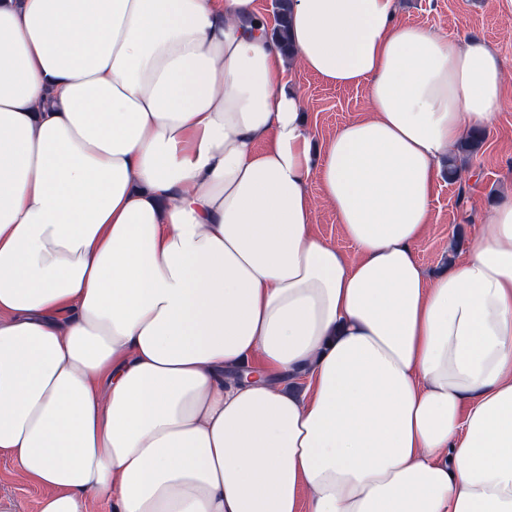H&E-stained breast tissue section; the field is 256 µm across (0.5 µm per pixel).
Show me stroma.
I'll return each instance as SVG.
<instances>
[{"mask_svg":"<svg viewBox=\"0 0 512 512\" xmlns=\"http://www.w3.org/2000/svg\"><path fill=\"white\" fill-rule=\"evenodd\" d=\"M401 21L439 33L462 32L489 43L503 59L509 78L506 102L462 180H440L431 200V223L417 248L431 272L447 266L474 244L486 212L512 196V0H399ZM289 82L300 93L315 141L367 110L364 89L337 88L314 74L292 70ZM42 491L0 454V512H40Z\"/></svg>","mask_w":512,"mask_h":512,"instance_id":"1","label":"stroma"}]
</instances>
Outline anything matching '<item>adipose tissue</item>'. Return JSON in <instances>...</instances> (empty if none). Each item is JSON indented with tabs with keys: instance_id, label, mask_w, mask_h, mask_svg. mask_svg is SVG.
Segmentation results:
<instances>
[{
	"instance_id": "ef3b65f1",
	"label": "adipose tissue",
	"mask_w": 512,
	"mask_h": 512,
	"mask_svg": "<svg viewBox=\"0 0 512 512\" xmlns=\"http://www.w3.org/2000/svg\"><path fill=\"white\" fill-rule=\"evenodd\" d=\"M265 29L0 0V453L40 512H512V200L417 257L502 59L397 0H291L289 56ZM294 65L367 112L313 146ZM315 230L326 242L335 245L345 254L352 256L354 248L341 233L339 224L332 211L324 205H319L315 216Z\"/></svg>"
}]
</instances>
